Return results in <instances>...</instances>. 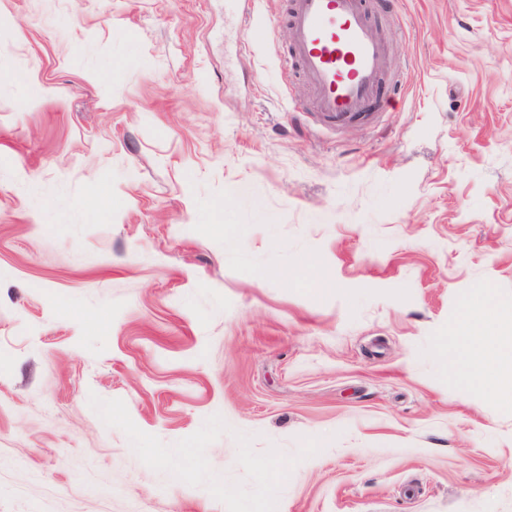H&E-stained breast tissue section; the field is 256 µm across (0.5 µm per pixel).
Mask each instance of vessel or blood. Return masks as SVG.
<instances>
[{"mask_svg":"<svg viewBox=\"0 0 512 512\" xmlns=\"http://www.w3.org/2000/svg\"><path fill=\"white\" fill-rule=\"evenodd\" d=\"M287 24L293 60L316 92L317 112L347 122L373 111L387 50L361 0H290Z\"/></svg>","mask_w":512,"mask_h":512,"instance_id":"obj_1","label":"vessel or blood"}]
</instances>
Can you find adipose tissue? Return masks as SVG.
<instances>
[{
	"label": "adipose tissue",
	"instance_id": "adipose-tissue-1",
	"mask_svg": "<svg viewBox=\"0 0 512 512\" xmlns=\"http://www.w3.org/2000/svg\"><path fill=\"white\" fill-rule=\"evenodd\" d=\"M465 361L463 375L473 384L494 396L512 393V349L504 350L501 337L495 336L494 327L485 323L481 327H468L462 339Z\"/></svg>",
	"mask_w": 512,
	"mask_h": 512
}]
</instances>
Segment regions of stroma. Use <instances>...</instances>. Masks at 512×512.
<instances>
[{"mask_svg":"<svg viewBox=\"0 0 512 512\" xmlns=\"http://www.w3.org/2000/svg\"><path fill=\"white\" fill-rule=\"evenodd\" d=\"M365 6L338 126L286 0H0V512H512V0ZM463 329L468 334L461 336L465 356L462 364L464 377L495 397L510 392L512 396V336L507 352L502 344L504 336L492 335L495 331L492 324L481 321V327L476 329L466 323ZM480 332L484 336H477Z\"/></svg>","mask_w":512,"mask_h":512,"instance_id":"stroma-1","label":"stroma"}]
</instances>
